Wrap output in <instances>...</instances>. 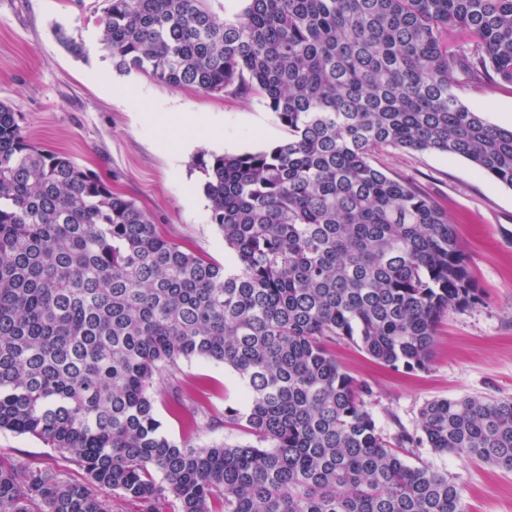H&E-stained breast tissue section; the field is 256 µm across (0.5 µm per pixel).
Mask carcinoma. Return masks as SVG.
<instances>
[{"label": "carcinoma", "instance_id": "carcinoma-1", "mask_svg": "<svg viewBox=\"0 0 512 512\" xmlns=\"http://www.w3.org/2000/svg\"><path fill=\"white\" fill-rule=\"evenodd\" d=\"M119 72L254 95L287 136L200 156L235 269L181 249L70 157L35 146L0 102V431L45 441L70 481L0 459V512H463L428 448L512 471V399L425 401L388 436L371 388L327 344L426 368L439 318L480 300L447 213L374 162L386 148L463 157L512 188V129L462 103L455 76L512 83V0H107ZM464 35L452 45L448 36ZM231 367L255 442L169 439L156 376Z\"/></svg>", "mask_w": 512, "mask_h": 512}]
</instances>
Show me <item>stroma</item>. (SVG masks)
<instances>
[{
  "label": "stroma",
  "mask_w": 512,
  "mask_h": 512,
  "mask_svg": "<svg viewBox=\"0 0 512 512\" xmlns=\"http://www.w3.org/2000/svg\"><path fill=\"white\" fill-rule=\"evenodd\" d=\"M104 7V0H0V101L18 112L32 143L69 156L113 193L133 200L184 250L233 267L210 221L197 160L204 152H255L286 132L256 97L203 94L116 71L100 48ZM59 27L83 44L84 57L66 52L56 38ZM455 91L489 123L512 127V84L476 87L461 79ZM195 117L212 128L210 140L192 126ZM375 162L414 182L447 212L482 300L443 314L426 369L393 371L344 342L332 347L338 364L373 389L371 407L390 434L417 429L419 409L430 399L512 398V188L479 174L464 158L437 152L388 148ZM178 390L200 408L196 430L169 411ZM243 406L241 381L221 364L183 360L156 384L163 432L197 447L249 442L245 427L224 420L226 408ZM0 457L84 478L67 455L31 435L0 431ZM408 461L454 477L464 512H512V472L427 448L414 449Z\"/></svg>",
  "instance_id": "1"
}]
</instances>
